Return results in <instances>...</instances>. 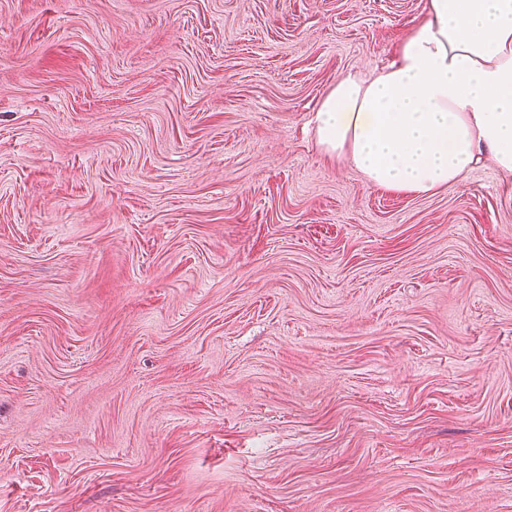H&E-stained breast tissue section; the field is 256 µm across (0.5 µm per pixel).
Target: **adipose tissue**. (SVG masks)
<instances>
[{"label": "adipose tissue", "instance_id": "ef3b65f1", "mask_svg": "<svg viewBox=\"0 0 512 512\" xmlns=\"http://www.w3.org/2000/svg\"><path fill=\"white\" fill-rule=\"evenodd\" d=\"M314 121L326 153L387 190L433 194L483 158L512 176V0H427L391 63L337 80Z\"/></svg>", "mask_w": 512, "mask_h": 512}]
</instances>
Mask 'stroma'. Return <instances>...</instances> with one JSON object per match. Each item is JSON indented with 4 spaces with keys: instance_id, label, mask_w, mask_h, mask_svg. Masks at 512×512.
Instances as JSON below:
<instances>
[{
    "instance_id": "1",
    "label": "stroma",
    "mask_w": 512,
    "mask_h": 512,
    "mask_svg": "<svg viewBox=\"0 0 512 512\" xmlns=\"http://www.w3.org/2000/svg\"><path fill=\"white\" fill-rule=\"evenodd\" d=\"M426 0H0V512H512V178L317 143Z\"/></svg>"
}]
</instances>
